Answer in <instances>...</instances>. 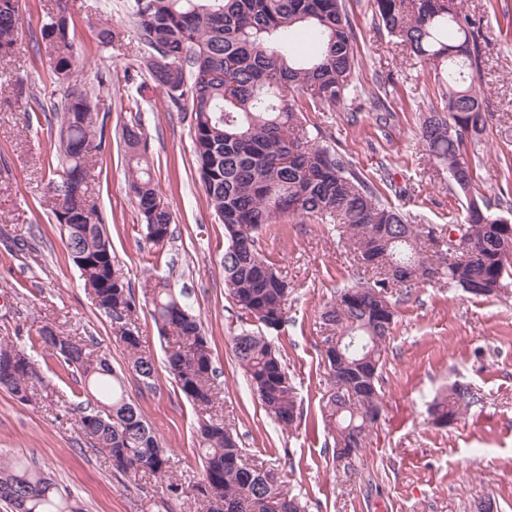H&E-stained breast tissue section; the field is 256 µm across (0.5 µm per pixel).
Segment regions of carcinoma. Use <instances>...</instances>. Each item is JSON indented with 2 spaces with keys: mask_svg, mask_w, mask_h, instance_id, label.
Segmentation results:
<instances>
[{
  "mask_svg": "<svg viewBox=\"0 0 512 512\" xmlns=\"http://www.w3.org/2000/svg\"><path fill=\"white\" fill-rule=\"evenodd\" d=\"M374 12L396 43L410 48L428 68L433 90L444 101L419 126V141L436 167L448 170L467 204L463 223L467 248L447 249L457 229L408 223L383 200L374 183L350 157L327 143L309 112L334 111L353 91L358 64L356 39L345 0H133L131 18L147 54L149 80L171 104L191 115L193 152L210 205L224 224V280L243 325L232 350L249 386L280 426L300 418L295 389L282 356L268 334L286 322L289 284L262 257L260 231L289 217L330 220L347 236L354 260L375 273L336 292L321 313L330 332L324 361L335 386L328 405L336 432L334 454L343 470H354L382 413L378 386L383 350L394 324L389 289L410 294L440 279L474 297L501 294L512 279V220L490 212L512 211V197L501 188L490 203L476 187L470 148L481 142L493 118L477 83L484 62L479 26L462 0H372ZM19 0H0V57L13 54L20 22ZM50 73L71 77L73 43L65 7L40 29ZM375 120L392 112L376 92L369 93ZM59 122L50 144L56 165L48 189L72 263L84 287L102 288V312L121 307L120 342L132 370L144 379L154 359L141 351L137 328L130 327L135 294L112 257L105 224L88 195V147L104 152L111 138L107 118L99 117L94 91L73 85L51 107ZM128 179L145 227L164 239L173 216L153 184L147 136L137 120L121 128ZM152 316L165 340L169 372L185 397L207 409L214 403V368L201 323L188 296L177 295L164 278L145 282ZM36 341L61 366L79 373L90 410H81L80 428L120 474H160L168 458L141 409L126 395L124 382L104 360L92 358L81 338L55 334L43 326ZM343 353L330 356V351ZM42 380L27 353L0 341V389L20 401ZM472 403L458 385L437 398L430 414L437 425L457 420ZM201 478L198 495L207 512H305L276 473L243 462L238 437L216 414L196 431ZM0 501L13 512H83L81 503L57 483L19 458H0Z\"/></svg>",
  "mask_w": 512,
  "mask_h": 512,
  "instance_id": "cac0c4a2",
  "label": "carcinoma"
}]
</instances>
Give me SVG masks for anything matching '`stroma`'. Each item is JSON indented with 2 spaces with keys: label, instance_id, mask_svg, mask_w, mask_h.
Returning a JSON list of instances; mask_svg holds the SVG:
<instances>
[{
  "label": "stroma",
  "instance_id": "obj_1",
  "mask_svg": "<svg viewBox=\"0 0 512 512\" xmlns=\"http://www.w3.org/2000/svg\"><path fill=\"white\" fill-rule=\"evenodd\" d=\"M130 0H68L74 44L73 78L95 85L109 73L98 96L108 126L141 117L151 173L172 215V236L154 246L129 188L122 143L112 142L91 169L89 190L104 219L112 254L133 290L144 279L167 278L188 293L210 344L216 370L214 411L236 429L248 463L274 469L298 494L306 512H475L492 500L495 512H512V293L475 298L428 282L411 294L394 293L395 324L380 369L383 414L354 472L334 458L333 427L326 402L331 384L322 361L327 332L320 315L337 289L354 282L357 264L332 225L295 218L263 229V257L291 286L287 319L275 339L293 382L302 416L282 429L250 390L232 352L240 312L224 281V226L200 182L192 147L190 115L173 108L163 90L137 96L139 39ZM486 0H464L481 18L484 63L479 83L494 114L476 152V180L495 197L505 163H512V33L485 12ZM357 41V92L315 120L356 168L373 178L380 165L392 174L381 186L389 203L412 223L440 227L460 221L466 204L447 172L431 175L417 128L428 106H440L426 69L407 48L374 30L370 0H347ZM57 0H21V29L12 56L0 58V339L24 348L43 380L26 402L0 390V457L35 463L78 495L86 512H205L192 490L200 479L195 427L199 409L178 389L165 364L152 306L137 298L132 320L141 348L153 355L152 379L139 377L115 339L111 320L97 309L71 262L47 191L48 134L45 119L29 120L26 101H15L23 77L44 106L61 102L69 85L50 76L35 37L56 11ZM112 27L110 46L98 39ZM389 75L384 98L393 116L378 124L363 109L373 77ZM69 336L93 337L94 355L105 357L125 382L161 447L170 458L164 475L137 479L113 471L83 437L78 405L86 395L70 373L37 346L43 326ZM474 396L454 424L436 427L427 406L451 384ZM184 489L170 495L169 483Z\"/></svg>",
  "mask_w": 512,
  "mask_h": 512
}]
</instances>
